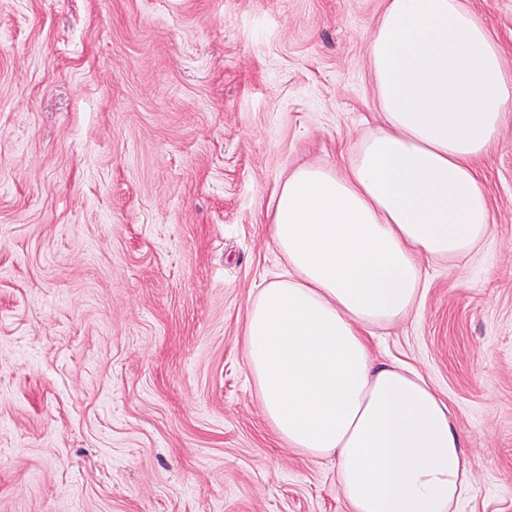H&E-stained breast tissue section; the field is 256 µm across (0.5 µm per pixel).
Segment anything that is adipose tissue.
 Segmentation results:
<instances>
[{
    "label": "adipose tissue",
    "instance_id": "ef3b65f1",
    "mask_svg": "<svg viewBox=\"0 0 512 512\" xmlns=\"http://www.w3.org/2000/svg\"><path fill=\"white\" fill-rule=\"evenodd\" d=\"M368 52L381 122L336 165L283 182L269 224L288 270L248 305L245 363L279 438L335 459L350 512H455L471 473L449 405L368 336L414 310L424 260L492 235L473 162L512 73L468 0H386Z\"/></svg>",
    "mask_w": 512,
    "mask_h": 512
}]
</instances>
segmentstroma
<instances>
[{
  "mask_svg": "<svg viewBox=\"0 0 512 512\" xmlns=\"http://www.w3.org/2000/svg\"><path fill=\"white\" fill-rule=\"evenodd\" d=\"M512 71V0H470ZM385 0H0V512H350L245 366L284 273L267 213L380 121ZM475 160L495 231L427 266L380 360L445 398L512 512V101Z\"/></svg>",
  "mask_w": 512,
  "mask_h": 512,
  "instance_id": "obj_1",
  "label": "stroma"
}]
</instances>
